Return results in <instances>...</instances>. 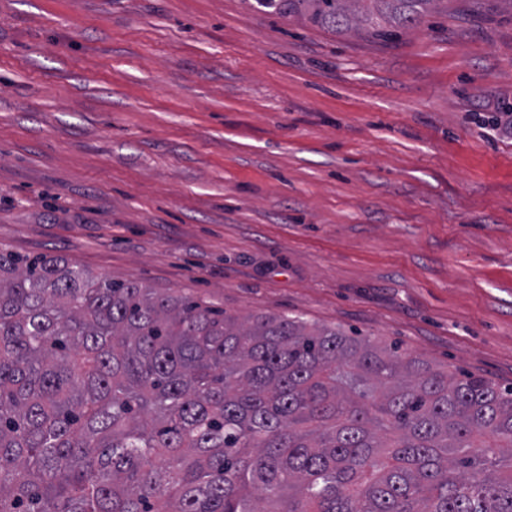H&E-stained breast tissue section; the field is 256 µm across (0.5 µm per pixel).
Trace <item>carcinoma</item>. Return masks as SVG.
<instances>
[{"mask_svg":"<svg viewBox=\"0 0 512 512\" xmlns=\"http://www.w3.org/2000/svg\"><path fill=\"white\" fill-rule=\"evenodd\" d=\"M437 0H255L382 39ZM0 512H512V384L0 248Z\"/></svg>","mask_w":512,"mask_h":512,"instance_id":"carcinoma-1","label":"carcinoma"}]
</instances>
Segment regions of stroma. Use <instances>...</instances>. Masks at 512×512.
Here are the masks:
<instances>
[{
    "label": "stroma",
    "instance_id": "35a3bbf8",
    "mask_svg": "<svg viewBox=\"0 0 512 512\" xmlns=\"http://www.w3.org/2000/svg\"><path fill=\"white\" fill-rule=\"evenodd\" d=\"M0 246L512 383V11L0 0ZM439 0H255L258 9L334 32L364 28L382 39L409 29Z\"/></svg>",
    "mask_w": 512,
    "mask_h": 512
}]
</instances>
